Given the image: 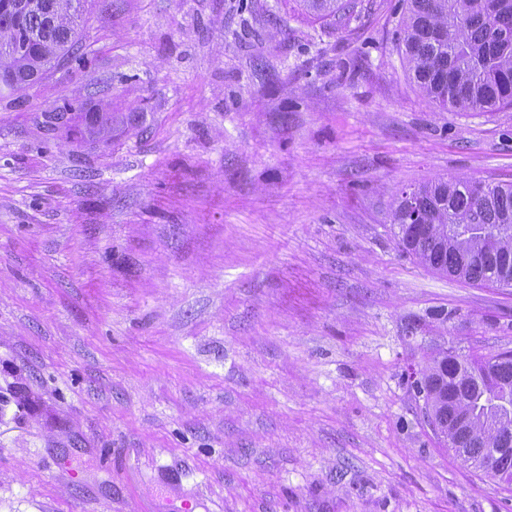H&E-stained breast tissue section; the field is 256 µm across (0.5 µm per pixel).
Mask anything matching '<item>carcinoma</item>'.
<instances>
[{"label":"carcinoma","instance_id":"carcinoma-1","mask_svg":"<svg viewBox=\"0 0 512 512\" xmlns=\"http://www.w3.org/2000/svg\"><path fill=\"white\" fill-rule=\"evenodd\" d=\"M318 18L354 11L353 0H300ZM86 0H0V87L24 89L70 59ZM400 41L420 91L446 112L512 107V0H407ZM390 224L409 254L436 273L512 287V183L478 190L464 177L436 179L394 198ZM512 361L445 354L420 383L441 436L476 469L512 474Z\"/></svg>","mask_w":512,"mask_h":512}]
</instances>
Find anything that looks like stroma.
<instances>
[{"label":"stroma","mask_w":512,"mask_h":512,"mask_svg":"<svg viewBox=\"0 0 512 512\" xmlns=\"http://www.w3.org/2000/svg\"><path fill=\"white\" fill-rule=\"evenodd\" d=\"M406 10L88 0L85 64L0 92V512H512L417 390L512 351V288L389 220L512 182V107L439 111Z\"/></svg>","instance_id":"1"}]
</instances>
